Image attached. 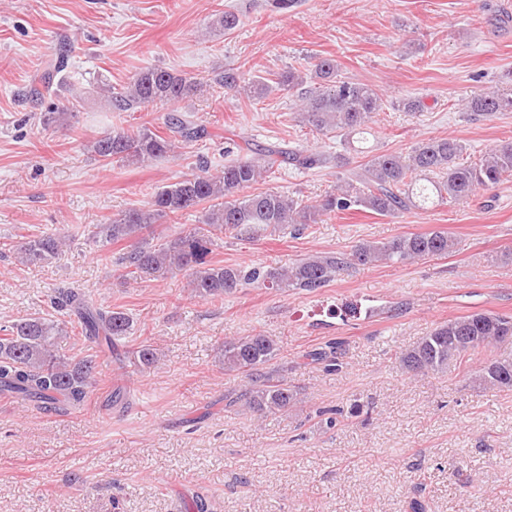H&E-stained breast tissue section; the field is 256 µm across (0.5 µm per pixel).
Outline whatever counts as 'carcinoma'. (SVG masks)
Masks as SVG:
<instances>
[{
    "instance_id": "cac0c4a2",
    "label": "carcinoma",
    "mask_w": 512,
    "mask_h": 512,
    "mask_svg": "<svg viewBox=\"0 0 512 512\" xmlns=\"http://www.w3.org/2000/svg\"><path fill=\"white\" fill-rule=\"evenodd\" d=\"M68 55L60 53L40 80L49 84L66 71ZM214 82L224 90L239 88L240 74L226 69ZM301 90L302 123L317 133H337L342 142L364 132L372 115L382 109L379 94L369 85L338 78V65L332 58L316 64L309 77L290 69L270 80L258 76L249 82L250 96L259 99L272 85ZM201 82L193 76L170 69L150 67L138 72L128 85L117 91L107 88V98L120 112L154 106L174 105L195 94ZM471 112L492 116L512 111V94L477 95L467 102ZM204 133L189 117L175 112L166 114L158 129L147 126L132 131L109 133L87 145L99 160L118 158L128 163H143L165 157L179 142L197 139ZM242 156L215 173L201 169L180 180L162 186L143 207L127 210L110 224H98L92 236L105 244L130 242V250L120 257L124 277L135 280H160L185 273L195 296L222 298L240 288L252 286L279 291L300 289L314 292L329 284L344 267L393 264L442 257L455 247L448 233L397 236L386 242H364L350 253H323L298 260L288 267L257 265L250 268L216 265L209 255L216 240L224 234L242 235L271 230L284 232L288 227L302 229L317 224L332 213L350 210L394 217L412 209H425L468 198L477 188L497 185L512 177V140L491 147L477 163L460 161L465 146L452 137H435L416 143L407 156L368 151V160L350 175L339 178L334 192L314 204L302 205L274 191L248 194L261 179L284 163L307 170L333 163L348 167L346 155L335 156L268 148L260 153L252 147L237 146ZM208 205L204 224L154 242V224L159 218L177 215ZM65 241L53 234L25 237L15 245L17 257L26 265L53 260ZM53 304L66 319L26 317L0 327V393L44 408L65 410L81 406L96 382L98 362L91 355L76 363L58 350V339L73 331L93 344H105L114 361L139 369L158 363V353L149 344L135 348L124 339L131 334L132 320L122 311L96 304L74 288H57ZM478 336L469 348H458L455 336ZM512 343V318L493 311H479L450 319L433 328L400 355L403 369L414 375H427L448 369V362L463 361L489 347ZM340 343L329 349L306 355V359L337 366ZM279 347L270 336L254 333L224 342V371L242 375L247 384L240 399L249 409L265 414L288 408L294 392L288 386L285 369L274 365ZM509 365L512 357H490L480 368L477 380L498 391H512V372L506 376L492 369Z\"/></svg>"
}]
</instances>
